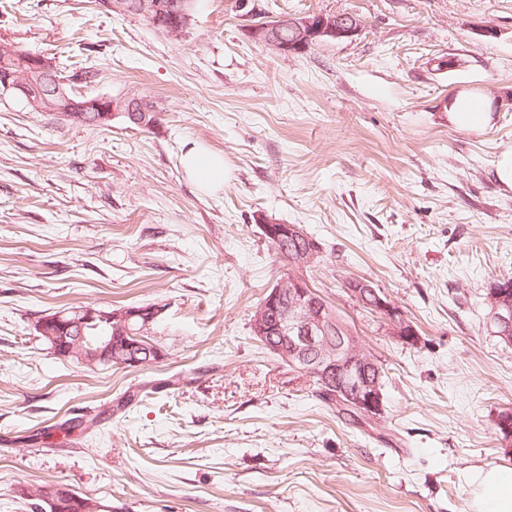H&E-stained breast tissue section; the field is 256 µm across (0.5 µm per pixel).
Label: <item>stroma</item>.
I'll return each mask as SVG.
<instances>
[{"mask_svg":"<svg viewBox=\"0 0 512 512\" xmlns=\"http://www.w3.org/2000/svg\"><path fill=\"white\" fill-rule=\"evenodd\" d=\"M278 11L365 28L280 56L248 35ZM0 40L91 63L77 94L158 113L148 130L92 128L0 91V512H32L17 489L44 483L115 512H470L471 473L512 468L496 426L512 350L483 324L490 284L512 278V189L494 174L512 147V0H196L178 37L100 0H0ZM462 92L498 104L494 124L449 126L443 102ZM194 143L223 155L222 192L183 173ZM266 219L319 244L305 278L382 363L376 429L318 403L253 336L288 272ZM349 278L419 343L388 336ZM83 302L164 305L165 360L58 359L34 326ZM344 288L353 300L359 299L361 303L365 301L367 295L371 296V302L367 306L374 311V315L383 319V323L387 326L388 332L393 338L406 344H416L418 342L419 335L412 322L398 306L387 297L379 294L381 291L374 286L373 282L349 279L344 283Z\"/></svg>","mask_w":512,"mask_h":512,"instance_id":"obj_1","label":"stroma"}]
</instances>
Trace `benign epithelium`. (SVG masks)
Wrapping results in <instances>:
<instances>
[{
  "label": "benign epithelium",
  "instance_id": "benign-epithelium-1",
  "mask_svg": "<svg viewBox=\"0 0 512 512\" xmlns=\"http://www.w3.org/2000/svg\"><path fill=\"white\" fill-rule=\"evenodd\" d=\"M106 6L121 15L134 12L157 22L163 20L168 35L177 37L190 25L194 0H180L174 9L165 7L163 0H108ZM285 28L290 33L287 38L282 35ZM363 28L364 22L351 13L315 12L259 22L251 26L248 34L255 42L288 56L317 42L352 39L360 35ZM48 67L49 61L40 56L31 58L27 68L0 71V90L24 97L36 112L61 119H71L79 110L94 109L100 112V120L105 125L118 118L144 129L155 125L156 119L149 118L153 109L146 99L137 95L81 98L69 82L63 80L57 85L53 100L41 99L36 86L39 73ZM262 228L277 243L296 245L292 262L297 268L303 270L315 265L320 256L319 247L301 225L266 221ZM344 288L355 301L363 302L371 297L368 307L383 319L393 338L406 344L418 342V332L412 322L398 306L377 292L373 282L349 279ZM313 294L315 291L300 275L281 279L255 309L251 318L254 333L262 339L278 336L282 340L278 353L289 365H301L317 376L336 377L340 403L370 417L382 414L383 395L376 360L347 322L311 301ZM486 304L488 331L507 341L512 339V282L488 289ZM164 312L165 306L161 304L124 307L113 312L88 306L70 314L62 312L44 317L37 323V330L50 344L51 351L62 358L72 357L92 367L100 362L135 367L151 357L163 358L149 336ZM97 319L120 330L122 335L115 338L85 335L86 325ZM333 328L344 332L345 339L331 345L326 339L327 332Z\"/></svg>",
  "mask_w": 512,
  "mask_h": 512
}]
</instances>
